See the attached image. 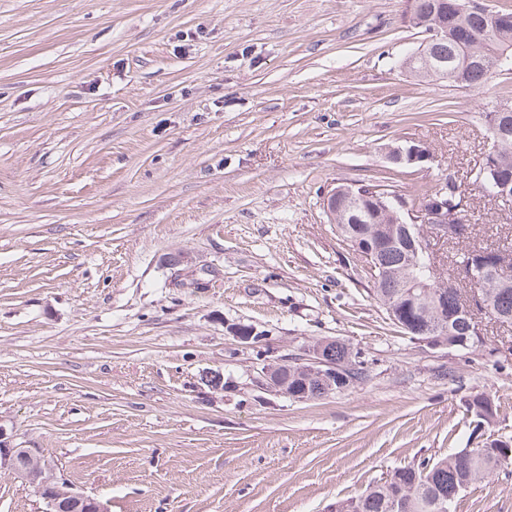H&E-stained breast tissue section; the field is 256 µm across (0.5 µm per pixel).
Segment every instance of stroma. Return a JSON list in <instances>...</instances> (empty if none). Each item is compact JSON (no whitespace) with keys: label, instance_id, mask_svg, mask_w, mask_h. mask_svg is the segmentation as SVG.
<instances>
[{"label":"stroma","instance_id":"obj_1","mask_svg":"<svg viewBox=\"0 0 512 512\" xmlns=\"http://www.w3.org/2000/svg\"><path fill=\"white\" fill-rule=\"evenodd\" d=\"M406 0H0V430L108 512H328L467 444L485 392L512 437V330L470 353L405 333L322 196L453 169L474 241L512 234L470 170L487 102L401 61ZM437 160L398 168L389 146ZM205 287H196V279ZM262 332L244 343L229 328ZM332 337L367 380L295 401L262 358ZM207 373L224 377L209 389ZM0 470V512H43ZM455 512H512V468Z\"/></svg>","mask_w":512,"mask_h":512}]
</instances>
